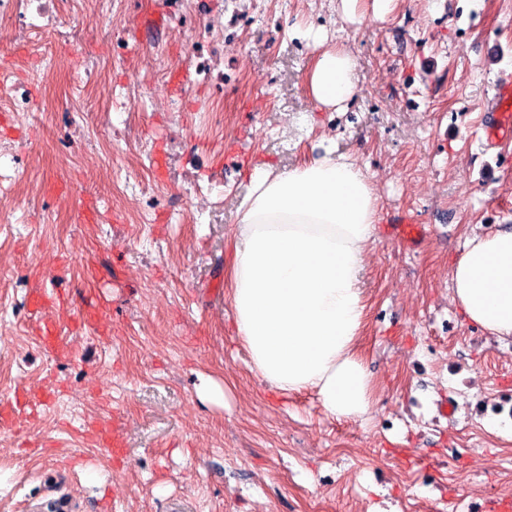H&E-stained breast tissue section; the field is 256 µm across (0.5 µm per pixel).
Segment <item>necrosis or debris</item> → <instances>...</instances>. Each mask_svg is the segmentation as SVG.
<instances>
[{
  "label": "necrosis or debris",
  "mask_w": 512,
  "mask_h": 512,
  "mask_svg": "<svg viewBox=\"0 0 512 512\" xmlns=\"http://www.w3.org/2000/svg\"><path fill=\"white\" fill-rule=\"evenodd\" d=\"M130 0H99L103 26H95L77 0H0V40L23 37L29 46L28 69L37 73L51 69L54 46L79 41L91 30H99L106 41L103 55L87 59L83 70L73 73L70 94L58 101V110L70 111L75 96L85 94V73L99 70L111 62L144 57L152 64L168 60L169 51L162 42L142 46L138 33L125 25ZM173 14L177 25L192 28L194 61L193 81L204 85L208 99L202 121L215 132L224 129V102L232 98L240 85V70L218 72L214 62L224 54V16L245 14L247 21L263 16L260 4L251 10L241 8L242 0H158ZM34 100L28 80L14 76L11 67H0V112H32Z\"/></svg>",
  "instance_id": "4bbe7bcc"
}]
</instances>
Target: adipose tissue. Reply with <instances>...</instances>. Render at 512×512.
<instances>
[{
	"label": "adipose tissue",
	"instance_id": "1",
	"mask_svg": "<svg viewBox=\"0 0 512 512\" xmlns=\"http://www.w3.org/2000/svg\"><path fill=\"white\" fill-rule=\"evenodd\" d=\"M356 67L347 45L318 54L308 74L318 109L348 106L358 93ZM379 214L368 173L331 147L285 168L255 165L236 210L224 276L252 368L280 396L314 391L337 419L363 418L372 405L373 381L357 345ZM448 282L468 324L512 339V227L469 237Z\"/></svg>",
	"mask_w": 512,
	"mask_h": 512
}]
</instances>
